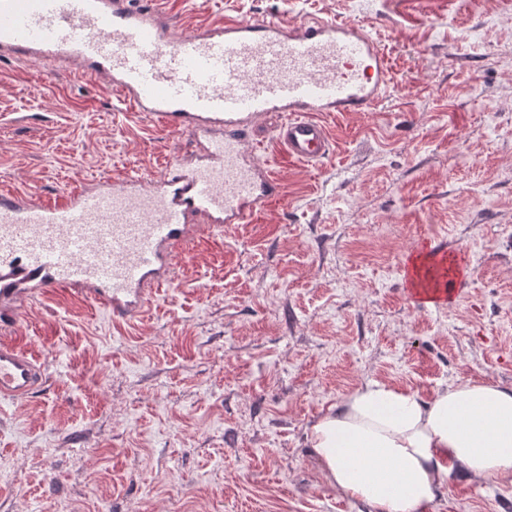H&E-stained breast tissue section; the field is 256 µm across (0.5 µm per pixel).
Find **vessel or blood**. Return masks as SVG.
I'll list each match as a JSON object with an SVG mask.
<instances>
[{
	"label": "vessel or blood",
	"instance_id": "1",
	"mask_svg": "<svg viewBox=\"0 0 512 512\" xmlns=\"http://www.w3.org/2000/svg\"><path fill=\"white\" fill-rule=\"evenodd\" d=\"M0 50L70 59L105 80L132 111L186 134L194 148L159 174L123 175L49 200L0 197V316L63 291L124 320L142 314L174 275L180 247L218 227L251 223L282 185L248 133L279 112L274 140L291 162L330 151L321 120L364 112L390 87L388 60L359 25L313 18L208 21L172 27L162 7L132 0H0ZM446 280L415 288L447 305ZM45 369L19 337L0 338V402L38 392Z\"/></svg>",
	"mask_w": 512,
	"mask_h": 512
}]
</instances>
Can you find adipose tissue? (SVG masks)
Returning <instances> with one entry per match:
<instances>
[{
    "instance_id": "obj_1",
    "label": "adipose tissue",
    "mask_w": 512,
    "mask_h": 512,
    "mask_svg": "<svg viewBox=\"0 0 512 512\" xmlns=\"http://www.w3.org/2000/svg\"><path fill=\"white\" fill-rule=\"evenodd\" d=\"M309 443L344 497L374 512H426L449 465L512 482V388L468 379L426 401L368 380L313 424Z\"/></svg>"
}]
</instances>
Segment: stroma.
<instances>
[{
  "label": "stroma",
  "mask_w": 512,
  "mask_h": 512,
  "mask_svg": "<svg viewBox=\"0 0 512 512\" xmlns=\"http://www.w3.org/2000/svg\"><path fill=\"white\" fill-rule=\"evenodd\" d=\"M179 30L223 16L327 17L381 46L392 84L325 121L314 164L282 161V123L250 139L281 197L178 258L147 311L113 322L54 291L0 333L45 366L0 403V512H372L325 479L307 435L353 388L432 399L512 387V0H162ZM188 137L130 114L100 80L0 62V194L158 173ZM465 253L462 292L414 304L416 252ZM428 512H512V483L451 468Z\"/></svg>",
  "instance_id": "35a3bbf8"
}]
</instances>
